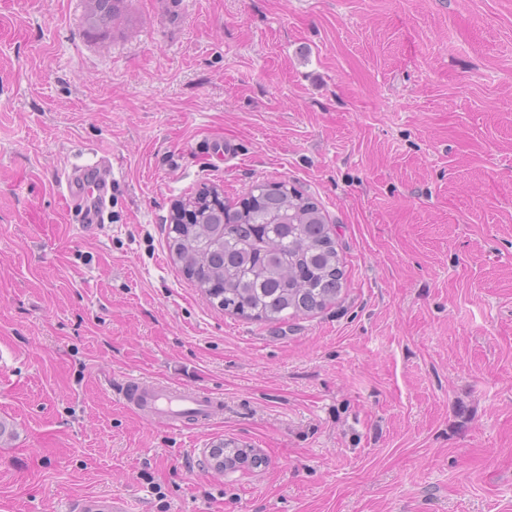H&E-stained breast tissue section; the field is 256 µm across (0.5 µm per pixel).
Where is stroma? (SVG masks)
I'll return each instance as SVG.
<instances>
[{
  "mask_svg": "<svg viewBox=\"0 0 512 512\" xmlns=\"http://www.w3.org/2000/svg\"><path fill=\"white\" fill-rule=\"evenodd\" d=\"M0 0V512H512V0ZM108 156L102 224L60 180ZM312 197L335 305L224 312L167 244L202 186ZM224 397L173 432L126 376ZM259 462L217 468L213 444ZM121 0H91L89 23L96 30L107 31L112 28V19L118 15L117 3ZM79 509L83 512H127L123 504H120L114 498L112 501L100 496H86L81 499Z\"/></svg>",
  "mask_w": 512,
  "mask_h": 512,
  "instance_id": "obj_1",
  "label": "stroma"
}]
</instances>
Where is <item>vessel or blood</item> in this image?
<instances>
[{"instance_id": "b4317fda", "label": "vessel or blood", "mask_w": 512, "mask_h": 512, "mask_svg": "<svg viewBox=\"0 0 512 512\" xmlns=\"http://www.w3.org/2000/svg\"><path fill=\"white\" fill-rule=\"evenodd\" d=\"M114 171L101 156L65 172L63 189L71 202L69 214L78 224H101L112 198ZM122 396L151 421L173 431L210 424L223 410L222 397L182 385L132 377ZM81 512H127L118 501L100 496L82 498Z\"/></svg>"}]
</instances>
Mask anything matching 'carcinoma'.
<instances>
[{
    "label": "carcinoma",
    "instance_id": "obj_1",
    "mask_svg": "<svg viewBox=\"0 0 512 512\" xmlns=\"http://www.w3.org/2000/svg\"><path fill=\"white\" fill-rule=\"evenodd\" d=\"M89 23L112 28L120 0H91ZM168 246L188 280L224 311L280 323L335 303L344 280L332 228L311 197L284 182L251 186L240 207L204 186L170 215ZM242 448L214 446L216 464Z\"/></svg>",
    "mask_w": 512,
    "mask_h": 512
}]
</instances>
